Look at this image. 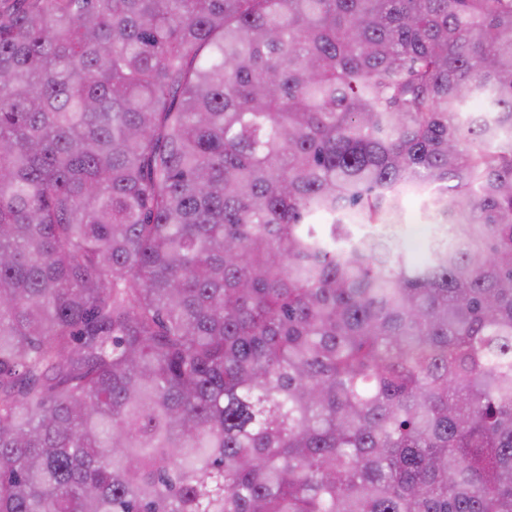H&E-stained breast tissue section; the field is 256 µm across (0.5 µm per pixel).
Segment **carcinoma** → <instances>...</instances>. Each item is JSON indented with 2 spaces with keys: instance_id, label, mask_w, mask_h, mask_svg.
<instances>
[{
  "instance_id": "carcinoma-1",
  "label": "carcinoma",
  "mask_w": 512,
  "mask_h": 512,
  "mask_svg": "<svg viewBox=\"0 0 512 512\" xmlns=\"http://www.w3.org/2000/svg\"><path fill=\"white\" fill-rule=\"evenodd\" d=\"M0 512H512V0H0ZM404 222L400 234L409 260L421 264L427 259L426 243L436 225L435 220L423 210L420 198L411 197Z\"/></svg>"
}]
</instances>
